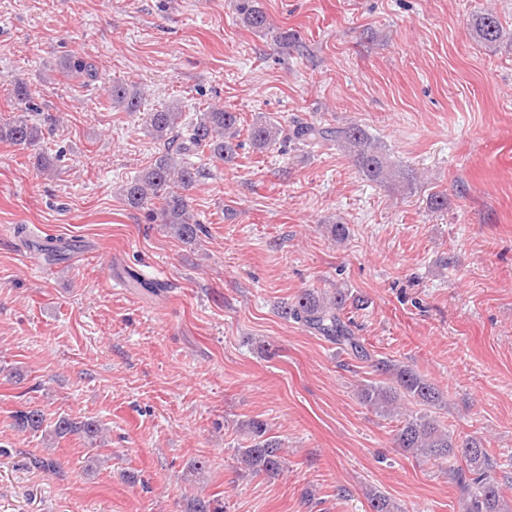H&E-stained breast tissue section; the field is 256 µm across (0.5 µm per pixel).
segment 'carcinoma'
<instances>
[{
    "label": "carcinoma",
    "instance_id": "obj_1",
    "mask_svg": "<svg viewBox=\"0 0 512 512\" xmlns=\"http://www.w3.org/2000/svg\"><path fill=\"white\" fill-rule=\"evenodd\" d=\"M236 11L241 22L255 30L267 28L268 18L262 0H237ZM472 34L481 43L493 46L506 37V30L493 12L476 16ZM62 73L90 84L99 80L98 68L89 58L68 55L62 63ZM112 107L139 115L141 125L160 144L151 163L122 189L127 204L133 209L148 208L149 219L160 218L161 223L179 239L194 242L203 224L193 219L183 191L192 188L204 177L203 167L192 158L207 157L217 162H231L236 158L240 144L238 113L212 104L195 121H185L184 113L176 103L161 108L145 107V96L135 84L114 81L107 90ZM11 95L20 114L0 121V142L22 148L35 147L44 139L41 123L32 112V93L22 78L12 81ZM253 148L263 151L288 141L307 148H320L328 143L341 147L352 159L362 175L376 182L402 179L412 184L414 176L400 171L389 159L382 144L358 124L345 127H324L307 122H295L285 128L268 116H258L249 129ZM45 255L60 260L71 251V244L63 237H50L39 245ZM350 296L344 292L333 295L307 289L290 301L281 304V315L311 332L361 358L369 354L351 329L345 316ZM374 372L382 379L361 384L360 402L377 412L397 417L395 442L404 452L415 457L436 460L453 459L457 465L448 476L459 489L463 512H506L496 479V466L480 440L475 437L456 438L430 415V410L441 406L444 393L436 384L405 364L377 360ZM423 407V411H402L404 402ZM14 427L20 432L44 433L49 442L67 435H80L90 444H96L99 427L93 420L58 417L50 428H45L44 412L28 407L13 414ZM249 445L236 449L234 461L240 471L276 478L287 467L282 443L268 433L267 425L258 419L245 424ZM189 512H224L223 502L217 499L195 498Z\"/></svg>",
    "mask_w": 512,
    "mask_h": 512
}]
</instances>
